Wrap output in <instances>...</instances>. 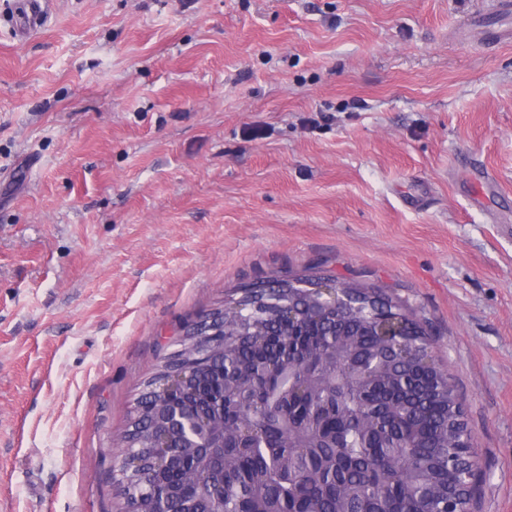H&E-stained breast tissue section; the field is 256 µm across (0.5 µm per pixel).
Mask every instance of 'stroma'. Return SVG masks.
<instances>
[{
    "mask_svg": "<svg viewBox=\"0 0 512 512\" xmlns=\"http://www.w3.org/2000/svg\"><path fill=\"white\" fill-rule=\"evenodd\" d=\"M0 0V512H126L145 381L308 268L425 322L512 512V43L495 0ZM491 174L499 198L477 197Z\"/></svg>",
    "mask_w": 512,
    "mask_h": 512,
    "instance_id": "obj_1",
    "label": "stroma"
}]
</instances>
